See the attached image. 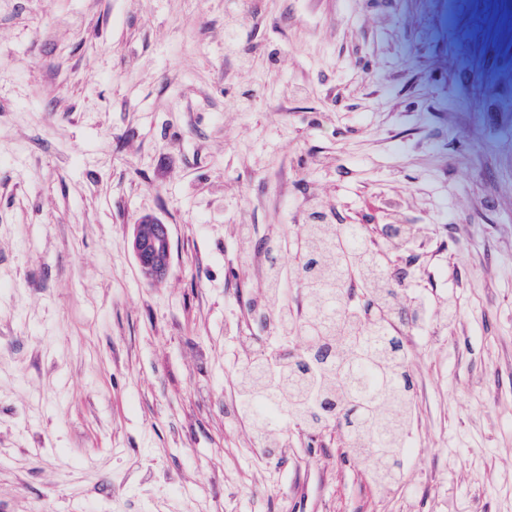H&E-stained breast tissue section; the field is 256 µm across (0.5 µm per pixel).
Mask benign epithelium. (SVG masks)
Returning <instances> with one entry per match:
<instances>
[{
  "label": "benign epithelium",
  "mask_w": 512,
  "mask_h": 512,
  "mask_svg": "<svg viewBox=\"0 0 512 512\" xmlns=\"http://www.w3.org/2000/svg\"><path fill=\"white\" fill-rule=\"evenodd\" d=\"M127 247L132 252L144 281L163 279L170 266L171 237L169 226L155 218H144L132 225Z\"/></svg>",
  "instance_id": "1"
}]
</instances>
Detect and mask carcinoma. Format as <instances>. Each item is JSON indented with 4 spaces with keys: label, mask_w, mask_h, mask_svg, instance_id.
<instances>
[{
    "label": "carcinoma",
    "mask_w": 512,
    "mask_h": 512,
    "mask_svg": "<svg viewBox=\"0 0 512 512\" xmlns=\"http://www.w3.org/2000/svg\"><path fill=\"white\" fill-rule=\"evenodd\" d=\"M302 285L311 299L303 325V350L283 358L275 377L269 358L255 355L240 387L246 415L263 428L276 427L282 415L307 430L339 427L350 451L366 466L376 485H393L400 472L391 467L406 458L413 422L409 356L388 334L387 320L399 304L385 282V265L364 248L356 229L334 233L327 224L306 225ZM355 264L369 285L366 305L355 313L343 304V282ZM331 401L342 412L322 418L318 404ZM282 407L284 414L274 410Z\"/></svg>",
    "instance_id": "obj_1"
}]
</instances>
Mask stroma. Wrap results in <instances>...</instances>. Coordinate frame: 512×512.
<instances>
[{
  "label": "stroma",
  "mask_w": 512,
  "mask_h": 512,
  "mask_svg": "<svg viewBox=\"0 0 512 512\" xmlns=\"http://www.w3.org/2000/svg\"><path fill=\"white\" fill-rule=\"evenodd\" d=\"M315 214L425 227L381 250L435 314L383 495L339 429L271 456L241 408L263 252ZM0 512H512L505 0H0ZM127 247L132 252L144 281L156 282L166 276L171 260L168 224L155 218L140 220L132 226Z\"/></svg>",
  "instance_id": "35a3bbf8"
}]
</instances>
